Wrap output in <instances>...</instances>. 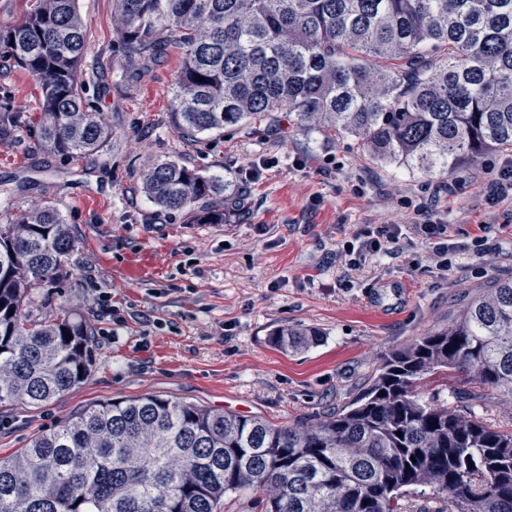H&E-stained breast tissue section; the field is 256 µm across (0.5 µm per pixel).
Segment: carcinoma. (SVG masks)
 <instances>
[{
    "mask_svg": "<svg viewBox=\"0 0 512 512\" xmlns=\"http://www.w3.org/2000/svg\"><path fill=\"white\" fill-rule=\"evenodd\" d=\"M113 2L131 57L181 54L170 117L188 139L287 112L307 135L350 138L412 173L512 150V0ZM87 27L78 0H34L0 25V59L38 83L41 112L32 125L1 110L0 140L23 125L72 159L110 145L88 95L96 76L80 68ZM142 191L189 224L224 223L237 197L230 181L172 158L143 172ZM76 246L50 201L0 224V406L37 408L92 370L84 320L64 306L26 314L38 289L68 277ZM315 335L270 333L283 350ZM444 370L512 400V278L392 353L358 398L321 418L274 424L151 393L88 405L0 460V512H217L241 491L264 494L265 512H405L419 487L430 493L416 512H512V428L423 398L421 381Z\"/></svg>",
    "mask_w": 512,
    "mask_h": 512,
    "instance_id": "cac0c4a2",
    "label": "carcinoma"
}]
</instances>
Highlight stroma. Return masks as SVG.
<instances>
[{
  "label": "stroma",
  "instance_id": "obj_1",
  "mask_svg": "<svg viewBox=\"0 0 512 512\" xmlns=\"http://www.w3.org/2000/svg\"><path fill=\"white\" fill-rule=\"evenodd\" d=\"M88 21L84 71L106 90L98 110L111 146L91 158L47 153L25 135L0 141V200L14 209L52 200L78 241L70 274L28 306L42 318L75 308L93 328L95 365L77 388L51 403L0 407V460L84 406L152 393L274 423L313 419L357 398L392 351L442 328L479 291L512 277V221L491 226L476 199L485 165L424 176L371 162L352 140L300 132L293 120L262 118L242 130L188 141L172 127L171 87L181 66L173 52L149 68L130 62L113 26V0H79ZM39 87L0 65V108L36 121ZM180 158L223 175L239 199L223 223L189 224L158 215L140 175L152 162ZM446 185L435 193L437 185ZM435 195L449 220L460 264L440 275L418 240L398 255L353 270L333 259L362 224L393 220L397 201ZM153 252L159 278L141 284L120 267ZM123 325H115L113 312ZM297 326L317 343L284 351L269 333ZM426 397L456 403L469 393L483 421L512 427V401L455 371L429 374Z\"/></svg>",
  "mask_w": 512,
  "mask_h": 512
}]
</instances>
